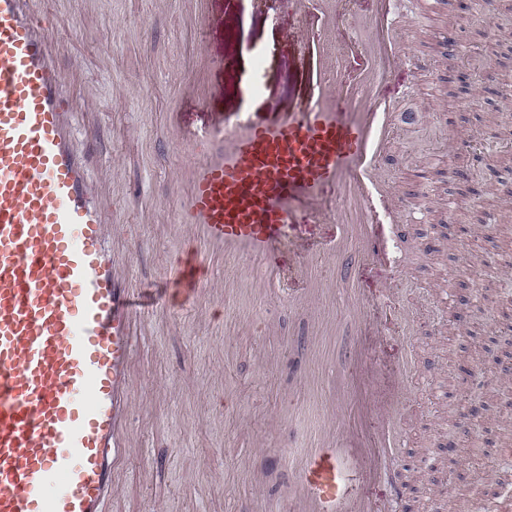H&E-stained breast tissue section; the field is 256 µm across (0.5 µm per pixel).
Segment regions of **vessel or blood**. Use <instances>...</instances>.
Segmentation results:
<instances>
[{
  "label": "vessel or blood",
  "instance_id": "b4317fda",
  "mask_svg": "<svg viewBox=\"0 0 512 512\" xmlns=\"http://www.w3.org/2000/svg\"><path fill=\"white\" fill-rule=\"evenodd\" d=\"M377 0L351 32L346 0H294L311 66L301 103L270 121L229 111L178 130L175 223L198 243L175 282L195 292L208 254L260 259L282 281L307 283L314 304L321 258L350 252L389 257L419 209L378 173L396 142L400 107L384 88L397 73L427 69L408 29L428 0ZM27 0H0V512H103L131 456L134 324L158 297L122 279L104 218L90 193V158L67 122L68 75L53 60L54 32ZM330 224L328 238L304 235ZM412 362L360 377L383 383L372 406L386 420L377 438L337 440L328 420L293 464L288 512H373L356 483L376 475L403 435L399 397Z\"/></svg>",
  "mask_w": 512,
  "mask_h": 512
}]
</instances>
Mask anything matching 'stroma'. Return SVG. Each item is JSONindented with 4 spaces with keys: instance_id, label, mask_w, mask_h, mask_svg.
<instances>
[{
    "instance_id": "1",
    "label": "stroma",
    "mask_w": 512,
    "mask_h": 512,
    "mask_svg": "<svg viewBox=\"0 0 512 512\" xmlns=\"http://www.w3.org/2000/svg\"><path fill=\"white\" fill-rule=\"evenodd\" d=\"M438 2L428 30L409 36L431 65L435 100L414 94L402 74L389 85L400 103L427 104L428 122L407 132L383 162L401 191H429L436 203L426 223L410 225L408 240L397 243L403 278L396 294L381 297L385 270L376 263L352 257L325 273L339 284L353 276L369 326L398 312L407 333L359 335L351 301L339 292L311 309L297 287L243 290L240 279L261 278L260 262L217 257L208 274L221 291L172 292L168 308L137 327L134 450L110 512H285L286 458L302 437L300 418L323 407L332 382L406 357L417 369L401 401L405 445L387 461V476L360 482V496L379 512H493L512 498V458L500 454L512 445V379L501 373L512 359L505 334L512 321V162L495 147V132L512 111L502 100L512 88V0H497L490 17L471 13L470 0ZM191 9L189 0L33 4L51 22L59 66H79L68 103L92 155L91 176L106 185L108 222L120 225V239L144 244L126 270L139 288L166 284L189 252L171 227V174L182 159L169 142L167 114L180 108L190 126L207 119L193 99L173 102L196 66L199 41L214 57L231 52L237 60L235 75L215 69L207 77L219 90L212 111L237 106L256 46L265 52L268 94L285 107L303 90L307 63L296 49L290 0H214L219 24L204 39ZM451 23L462 49L480 50L485 80L465 84L450 66L443 32ZM456 139L485 152L494 180L449 178V164L467 160L449 155ZM448 197L456 203L452 219L440 206ZM478 359L487 364L482 427L464 432L456 395L463 367ZM451 442L460 452L453 462ZM393 481L406 485L403 501H392Z\"/></svg>"
}]
</instances>
